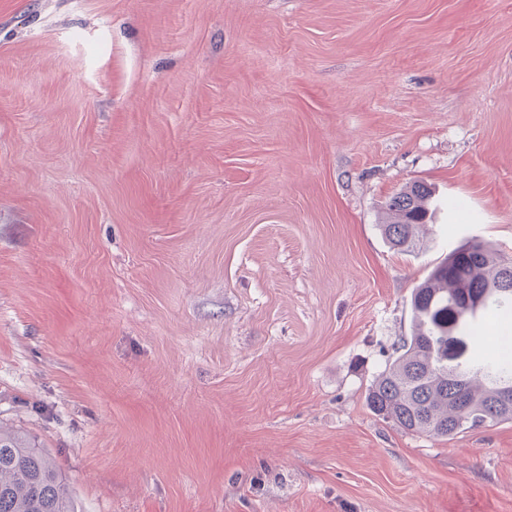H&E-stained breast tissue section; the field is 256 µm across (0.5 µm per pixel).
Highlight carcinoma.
Returning a JSON list of instances; mask_svg holds the SVG:
<instances>
[{
  "label": "carcinoma",
  "instance_id": "1",
  "mask_svg": "<svg viewBox=\"0 0 512 512\" xmlns=\"http://www.w3.org/2000/svg\"><path fill=\"white\" fill-rule=\"evenodd\" d=\"M435 192L414 182L386 204L379 225L391 248L413 253L419 231L432 223ZM465 243L414 288L411 335L375 379L369 407L406 433L452 439L488 422H512L501 406L502 386L512 385V281L508 259L484 243ZM457 337L466 351L448 362L443 347ZM0 512H75L64 479L48 455L21 434L0 427Z\"/></svg>",
  "mask_w": 512,
  "mask_h": 512
}]
</instances>
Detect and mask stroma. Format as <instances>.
Listing matches in <instances>:
<instances>
[{"label": "stroma", "mask_w": 512, "mask_h": 512, "mask_svg": "<svg viewBox=\"0 0 512 512\" xmlns=\"http://www.w3.org/2000/svg\"><path fill=\"white\" fill-rule=\"evenodd\" d=\"M474 237L512 257V0H0V422L76 512H512V422L366 401ZM434 195L431 186L414 182L389 199L387 217L379 224V229L391 248L403 253L415 252L420 242V229L433 221Z\"/></svg>", "instance_id": "35a3bbf8"}]
</instances>
